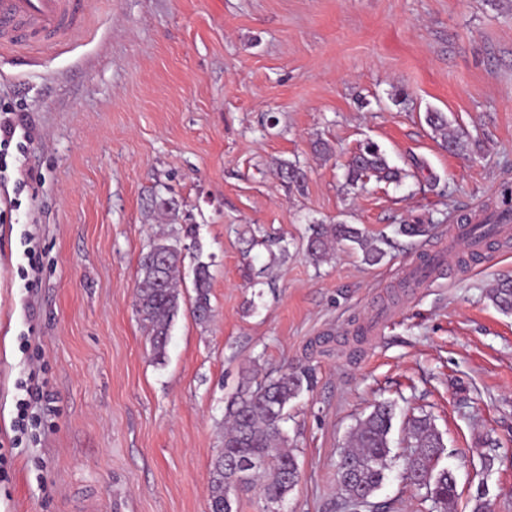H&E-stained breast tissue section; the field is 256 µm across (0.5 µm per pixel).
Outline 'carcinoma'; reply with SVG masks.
I'll return each mask as SVG.
<instances>
[{"label": "carcinoma", "mask_w": 512, "mask_h": 512, "mask_svg": "<svg viewBox=\"0 0 512 512\" xmlns=\"http://www.w3.org/2000/svg\"><path fill=\"white\" fill-rule=\"evenodd\" d=\"M426 121L443 137L450 152L467 150L458 134L448 133V119L442 112H429ZM375 177L397 181L398 170L390 166L379 145L368 142L347 164V182L351 186ZM357 246L366 263H380L385 252L352 224H314L306 241L312 261L326 260L340 243ZM189 254V247L178 243L158 242L141 255L135 281V308L152 353L157 360L165 356L170 328L180 311L181 292L178 272ZM195 290L194 314L200 322L211 315L210 264L196 261L192 267ZM489 298L504 313H512V280H502L492 288ZM310 378L305 371L284 370L264 384L253 386L243 378L228 401L224 413L221 448L211 462V512H234L238 493L259 489L266 503L265 512H274L288 500L300 481L295 449L288 444L282 423L288 407L299 397ZM393 409L378 403L357 421L346 448L337 463V487L351 512H363L370 498L381 487L391 453L389 434ZM409 452L404 458L402 477L410 484L426 489L436 512H448L457 496L456 478L448 469L431 467L444 448L442 437L428 416L415 417L408 429ZM235 493L227 496L229 487Z\"/></svg>", "instance_id": "obj_1"}]
</instances>
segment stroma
Segmentation results:
<instances>
[{
    "instance_id": "1",
    "label": "stroma",
    "mask_w": 512,
    "mask_h": 512,
    "mask_svg": "<svg viewBox=\"0 0 512 512\" xmlns=\"http://www.w3.org/2000/svg\"><path fill=\"white\" fill-rule=\"evenodd\" d=\"M1 108L27 115L30 139L8 159L23 184L0 185V512H208L227 398L289 366L313 385L284 425L301 471L285 512H347L336 464L383 401L392 454L410 417L433 420L453 512L479 495L512 512V313L489 299L512 240L403 285L458 215H490L512 184V0H98L75 44L0 52ZM369 142L411 178L346 185ZM317 223L356 225L386 255L370 266L340 244L314 263ZM159 238L196 245L212 274L204 323L184 278L160 361L134 309ZM32 369L42 424L15 448V385ZM400 473L374 505L429 512ZM426 121L433 131L443 137V146L450 152H463L467 150V143L459 134L448 133V119L442 112H427Z\"/></svg>"
}]
</instances>
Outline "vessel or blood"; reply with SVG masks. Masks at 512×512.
I'll list each match as a JSON object with an SVG mask.
<instances>
[{
    "label": "vessel or blood",
    "mask_w": 512,
    "mask_h": 512,
    "mask_svg": "<svg viewBox=\"0 0 512 512\" xmlns=\"http://www.w3.org/2000/svg\"><path fill=\"white\" fill-rule=\"evenodd\" d=\"M92 0H0V48L66 45L84 31Z\"/></svg>",
    "instance_id": "1"
}]
</instances>
